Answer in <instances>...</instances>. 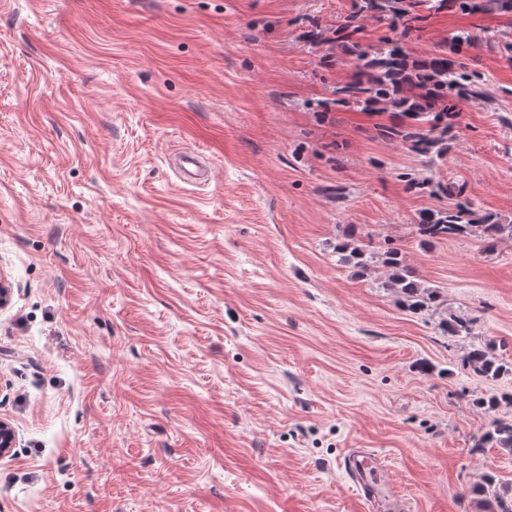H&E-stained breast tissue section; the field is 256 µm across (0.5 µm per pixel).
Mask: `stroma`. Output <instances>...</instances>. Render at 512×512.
Wrapping results in <instances>:
<instances>
[{
	"mask_svg": "<svg viewBox=\"0 0 512 512\" xmlns=\"http://www.w3.org/2000/svg\"><path fill=\"white\" fill-rule=\"evenodd\" d=\"M353 0H0V512H365L340 462L365 448L409 512H482L467 489L512 455L475 449L512 405V241L424 242L420 211L459 185L512 223V15L428 13L495 93L461 103L427 163L378 128L395 113L317 108L353 72L302 32ZM201 148L205 186L169 159ZM391 239L448 310L404 311L336 263L337 233ZM497 344L494 380L462 364ZM474 325L473 318L450 316L440 318L437 324L438 333L442 336L465 338L472 335Z\"/></svg>",
	"mask_w": 512,
	"mask_h": 512,
	"instance_id": "1",
	"label": "stroma"
}]
</instances>
